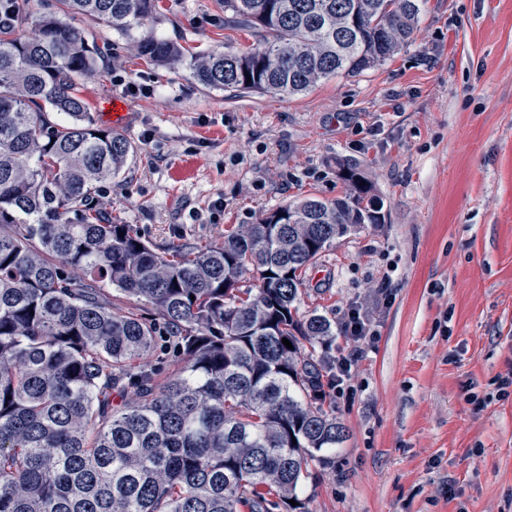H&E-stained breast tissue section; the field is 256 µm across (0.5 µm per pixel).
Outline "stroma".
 I'll use <instances>...</instances> for the list:
<instances>
[{
  "instance_id": "stroma-1",
  "label": "stroma",
  "mask_w": 512,
  "mask_h": 512,
  "mask_svg": "<svg viewBox=\"0 0 512 512\" xmlns=\"http://www.w3.org/2000/svg\"><path fill=\"white\" fill-rule=\"evenodd\" d=\"M148 30L188 54L253 42L225 30L220 0H159ZM94 36L115 69L83 94L102 125L125 100L138 147L105 191L155 249L334 198L340 158L385 202V223L305 274L300 311L336 320L333 355L351 349L349 308L372 331L333 396L347 437L306 486L312 512H512V0H427L386 64L290 98L209 90L108 27Z\"/></svg>"
}]
</instances>
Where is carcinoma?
<instances>
[{
  "instance_id": "1",
  "label": "carcinoma",
  "mask_w": 512,
  "mask_h": 512,
  "mask_svg": "<svg viewBox=\"0 0 512 512\" xmlns=\"http://www.w3.org/2000/svg\"><path fill=\"white\" fill-rule=\"evenodd\" d=\"M32 2L0 31V512H310L312 467L335 465L346 428L325 391L336 322L300 318L304 274L384 223L383 200L344 159L333 199L157 251L99 206L135 149L82 96L106 48L72 17L206 88L292 97L385 64L425 0H223L224 27L254 43L190 57L142 33L158 0H58L39 16ZM162 341L177 363L159 379Z\"/></svg>"
}]
</instances>
